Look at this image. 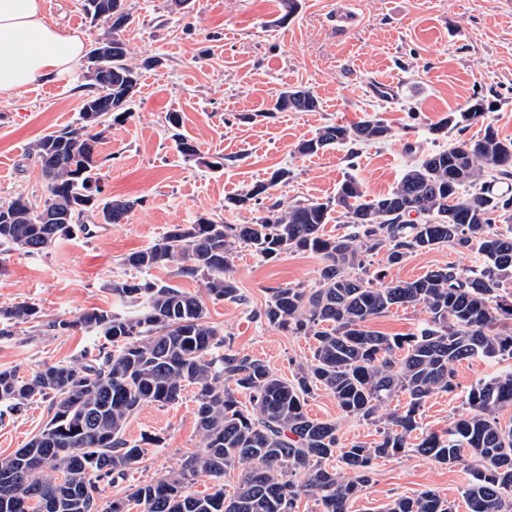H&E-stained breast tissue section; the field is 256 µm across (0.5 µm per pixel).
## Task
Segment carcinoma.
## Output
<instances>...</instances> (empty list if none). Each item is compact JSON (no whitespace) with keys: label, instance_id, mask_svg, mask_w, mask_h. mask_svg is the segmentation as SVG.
<instances>
[{"label":"carcinoma","instance_id":"1","mask_svg":"<svg viewBox=\"0 0 512 512\" xmlns=\"http://www.w3.org/2000/svg\"><path fill=\"white\" fill-rule=\"evenodd\" d=\"M112 13L85 0L92 19L106 29L97 40L112 42L104 69L90 75L91 91L78 122L45 134L31 147L40 163L44 200L39 206L19 195L0 204V261L11 253L34 255L71 236L90 237L89 224L118 225L142 203L105 194L99 173L98 125L130 116L138 73L127 63L122 32L130 22L123 0H101ZM318 98L305 87L281 92L275 112H312ZM491 106L474 95L468 106L431 127L437 135L484 125L477 139H454L421 155L386 194L363 199L349 177L336 196L283 209L273 203L251 224H226L201 217L172 224L151 246L128 254L123 264L139 273L171 268L180 278L200 280L214 301L242 300L231 276L238 246L265 260L292 251H311L324 265L312 288L285 285L256 317L291 334L314 340L310 363L290 380L262 360L218 355L224 344L208 320L205 304L177 287L145 278L111 284L112 293L135 310L129 314L94 309L47 323L48 330L92 332L94 349L77 362L45 364L21 375L0 370V406L20 413L48 403V420L28 443L0 455V512H299L304 498L322 512H348L350 501L372 482L374 461L412 451L471 472L465 491L468 512H512V424L498 415L512 408V369L480 378L465 391L466 412L447 431L421 429L417 416L425 401L452 392L454 367L473 359L512 360V299L499 294L512 276V139L499 137L486 122ZM172 137L189 162L209 169L224 166L179 132L181 117H167ZM393 136L381 119L329 124L297 146L315 155L333 145L381 142ZM291 171L275 170L269 181L224 200L232 210L262 196ZM410 209L426 213L413 223ZM338 213L350 232L328 237L324 226ZM440 246L476 252V271L454 265L412 280H386L358 273L364 258L380 253L397 265L409 255ZM421 306L427 314L417 332L388 336L366 323L393 307ZM40 318L34 303L0 308V336ZM196 394L200 450L184 458L179 471L130 488L124 499L106 501L100 483L122 476L145 454L141 442L126 438L131 419L146 404H175L185 387ZM330 390L347 416L379 422L380 440L339 447L337 426L309 416L306 397ZM408 395L402 411L380 412L397 394ZM244 467L233 493L224 492V473ZM200 477L213 492L191 486ZM384 512H452L429 489L401 496Z\"/></svg>","mask_w":512,"mask_h":512}]
</instances>
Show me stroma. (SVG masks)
Wrapping results in <instances>:
<instances>
[{
  "label": "stroma",
  "mask_w": 512,
  "mask_h": 512,
  "mask_svg": "<svg viewBox=\"0 0 512 512\" xmlns=\"http://www.w3.org/2000/svg\"><path fill=\"white\" fill-rule=\"evenodd\" d=\"M84 0H42L46 20L85 44L102 35L105 24L92 21ZM131 23L124 33L127 59L140 70V85L129 108L130 119L113 123L102 134L99 157L105 190L115 197L141 198L124 224L95 228L91 237L63 240L35 255L11 254L0 263V307L30 301L44 320L71 318L93 309L124 312L110 291L112 281L128 278L123 259L153 244L172 224L214 216L231 224H249L265 205H289L334 196L346 176L360 183L365 199L389 192L411 163L405 152L446 145L431 126L467 106L474 94L493 102L488 113L501 137L512 139V0H350L356 19L345 31L336 27L339 0H301L299 13L277 25L279 0H191L188 11L170 0H124ZM159 58L146 69L145 58ZM396 83L395 94L378 82ZM307 87L319 106L313 112H272L280 92ZM89 80L82 61L53 82L34 84L10 102L0 101V202L16 196L40 201L44 184L31 151L39 137L73 125ZM178 113L179 127L204 154L224 157L210 170L184 160L171 138L167 116ZM251 121H242V114ZM385 120L392 138L358 146L337 145L313 156L296 153L322 126ZM291 172L287 182L269 191L262 205L225 210L226 197L267 181L274 169ZM449 264L479 266L476 253L443 246L416 253L384 267L381 256L367 258L368 271L385 270L388 279L413 280ZM322 259L309 251L282 254L272 261L240 246L233 278L242 301H213L202 284L175 277L172 269L149 276L203 299L209 320L224 337L223 354L262 359L289 379L313 357V341L274 328L256 314L272 288L290 284L312 287ZM96 342L94 334L53 335L29 327L0 336V369L28 374L44 364L79 360ZM482 359L455 367L457 388L430 396L418 420L424 430L443 432L463 410L467 388L501 370ZM196 393L187 386L173 405H145L130 421L132 440L159 438L125 476L106 486L108 499L125 497L131 486L145 484L178 469L200 448L196 432ZM311 417L337 424L339 443L378 440V424L344 416L329 390L306 399ZM46 404L0 417V455L23 447L46 423ZM468 469L448 467L406 453L378 459L373 480L352 501L349 512H382L397 496L432 489L448 499L454 512H467L463 493Z\"/></svg>",
  "instance_id": "1"
}]
</instances>
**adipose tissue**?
I'll return each instance as SVG.
<instances>
[{"label":"adipose tissue","instance_id":"obj_1","mask_svg":"<svg viewBox=\"0 0 512 512\" xmlns=\"http://www.w3.org/2000/svg\"><path fill=\"white\" fill-rule=\"evenodd\" d=\"M83 51L78 35L45 20L41 0H0V96L53 81Z\"/></svg>","mask_w":512,"mask_h":512}]
</instances>
